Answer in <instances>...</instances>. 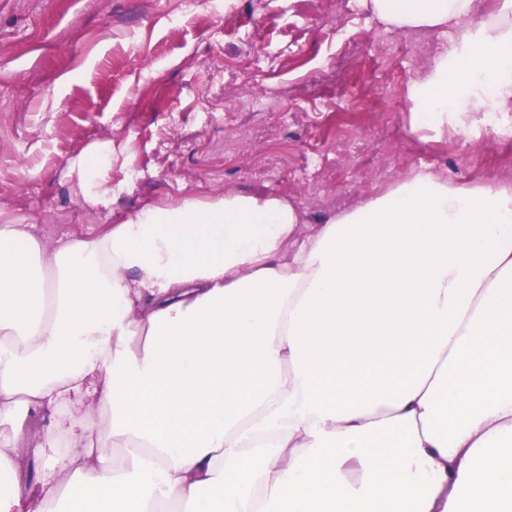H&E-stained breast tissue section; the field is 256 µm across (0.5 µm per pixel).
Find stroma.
Returning a JSON list of instances; mask_svg holds the SVG:
<instances>
[{"label":"stroma","instance_id":"35a3bbf8","mask_svg":"<svg viewBox=\"0 0 512 512\" xmlns=\"http://www.w3.org/2000/svg\"><path fill=\"white\" fill-rule=\"evenodd\" d=\"M450 38L388 25L370 0H0V212L54 239L261 188L314 224L419 170L500 179L512 114L412 127L409 88ZM97 141L108 212L71 173Z\"/></svg>","mask_w":512,"mask_h":512}]
</instances>
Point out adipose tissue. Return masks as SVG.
<instances>
[{
    "instance_id": "obj_1",
    "label": "adipose tissue",
    "mask_w": 512,
    "mask_h": 512,
    "mask_svg": "<svg viewBox=\"0 0 512 512\" xmlns=\"http://www.w3.org/2000/svg\"><path fill=\"white\" fill-rule=\"evenodd\" d=\"M371 7L453 32L411 87L422 124L512 110V0L477 24L475 0ZM111 159L72 163L91 207ZM0 470V512H512V186L417 171L318 224L262 192L50 242L1 221Z\"/></svg>"
}]
</instances>
